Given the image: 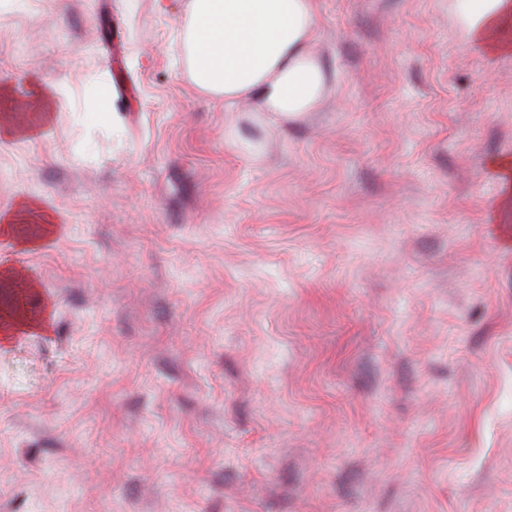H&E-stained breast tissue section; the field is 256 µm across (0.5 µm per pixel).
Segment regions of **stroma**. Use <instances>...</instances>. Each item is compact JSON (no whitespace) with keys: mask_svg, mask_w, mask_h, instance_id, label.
<instances>
[{"mask_svg":"<svg viewBox=\"0 0 512 512\" xmlns=\"http://www.w3.org/2000/svg\"><path fill=\"white\" fill-rule=\"evenodd\" d=\"M188 0H0V512H512V53L317 0L326 94L201 93ZM493 171L501 177L504 186L502 203L504 207L512 206V156L499 157L490 163ZM20 224H1L0 233L14 236L20 247L24 249L35 248L42 236L51 234L55 230V224H38L39 231L36 236H26L20 232Z\"/></svg>","mask_w":512,"mask_h":512,"instance_id":"stroma-1","label":"stroma"}]
</instances>
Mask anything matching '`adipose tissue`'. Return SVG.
Returning <instances> with one entry per match:
<instances>
[{"label":"adipose tissue","instance_id":"ef3b65f1","mask_svg":"<svg viewBox=\"0 0 512 512\" xmlns=\"http://www.w3.org/2000/svg\"><path fill=\"white\" fill-rule=\"evenodd\" d=\"M473 44L512 51V0H453ZM317 0H188L183 45L193 83L225 100L251 99L283 122L319 106L326 78L315 46Z\"/></svg>","mask_w":512,"mask_h":512}]
</instances>
